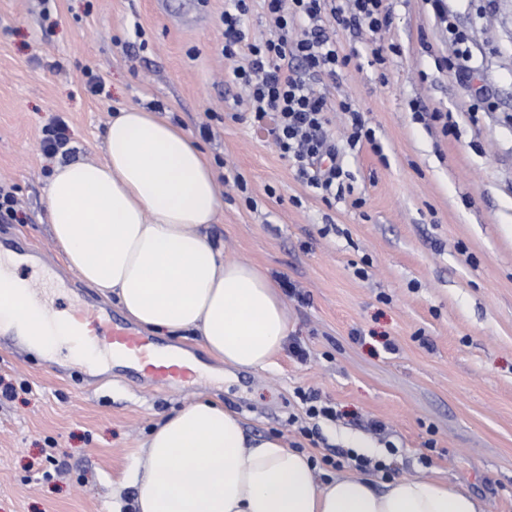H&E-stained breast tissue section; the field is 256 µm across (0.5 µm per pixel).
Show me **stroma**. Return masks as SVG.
I'll return each instance as SVG.
<instances>
[{
    "mask_svg": "<svg viewBox=\"0 0 512 512\" xmlns=\"http://www.w3.org/2000/svg\"><path fill=\"white\" fill-rule=\"evenodd\" d=\"M224 4L55 0L46 14L41 0H0V184L24 205L0 239L43 255L13 274L60 317L98 298L65 286L46 185L56 165L103 160L110 116L134 105L185 128L219 178H244L246 191L221 186L209 236L263 271L290 317L287 346L259 372L225 371L196 338L160 335L198 362L197 378L171 387L132 384L134 367L96 375L67 350L51 363L0 341V379L20 388L0 401V512H113L112 483L156 421L199 399L316 461L355 439L394 448L391 474L437 478L488 512H512V0H447L445 25L429 0H392L381 65L362 53L369 32L335 30L359 56L318 86L362 113L382 151L350 149L348 117L332 113L350 177L330 206L266 134L231 120L243 106L225 77L235 63L222 53ZM452 30L468 58L456 74L444 62ZM90 70L100 93L87 89ZM437 110L456 135L427 120ZM53 117L71 151L50 158ZM300 389L338 413L316 419L313 442L289 423L304 415Z\"/></svg>",
    "mask_w": 512,
    "mask_h": 512,
    "instance_id": "1",
    "label": "stroma"
}]
</instances>
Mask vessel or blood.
<instances>
[{
  "label": "vessel or blood",
  "mask_w": 512,
  "mask_h": 512,
  "mask_svg": "<svg viewBox=\"0 0 512 512\" xmlns=\"http://www.w3.org/2000/svg\"><path fill=\"white\" fill-rule=\"evenodd\" d=\"M48 327L53 332L65 331L93 355L133 365L148 364L156 383L160 385L194 374L193 366L179 357H155L158 343L154 337L114 320L105 310L86 307L67 320L65 325H58L52 320Z\"/></svg>",
  "instance_id": "b4317fda"
}]
</instances>
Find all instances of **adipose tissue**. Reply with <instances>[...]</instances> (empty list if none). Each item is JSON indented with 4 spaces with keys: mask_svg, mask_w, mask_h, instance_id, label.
<instances>
[{
    "mask_svg": "<svg viewBox=\"0 0 512 512\" xmlns=\"http://www.w3.org/2000/svg\"><path fill=\"white\" fill-rule=\"evenodd\" d=\"M106 160L56 166L47 187L51 241L65 267L147 331L189 332L226 367H270L289 331L287 308L254 265L225 257L208 230L219 220L218 175L183 128L138 106L117 110ZM0 275L6 328L34 351L51 336L33 299ZM311 457L280 436H250L233 412L195 401L163 415L118 488L133 512H487L447 483L367 476L319 479Z\"/></svg>",
    "mask_w": 512,
    "mask_h": 512,
    "instance_id": "obj_1",
    "label": "adipose tissue"
}]
</instances>
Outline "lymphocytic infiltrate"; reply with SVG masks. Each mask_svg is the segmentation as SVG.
<instances>
[{
  "mask_svg": "<svg viewBox=\"0 0 512 512\" xmlns=\"http://www.w3.org/2000/svg\"><path fill=\"white\" fill-rule=\"evenodd\" d=\"M253 1L228 0L222 16L225 58L245 59L230 79L246 94L250 124L267 128L300 178L331 202L347 173L328 132L330 112L347 114L350 148L374 144L375 138L360 112L345 101L331 103L312 84L316 78L335 77L353 59L325 35L324 27L378 33L389 24L388 0H257L271 31L259 41L249 40L245 32Z\"/></svg>",
  "mask_w": 512,
  "mask_h": 512,
  "instance_id": "lymphocytic-infiltrate-1",
  "label": "lymphocytic infiltrate"
}]
</instances>
